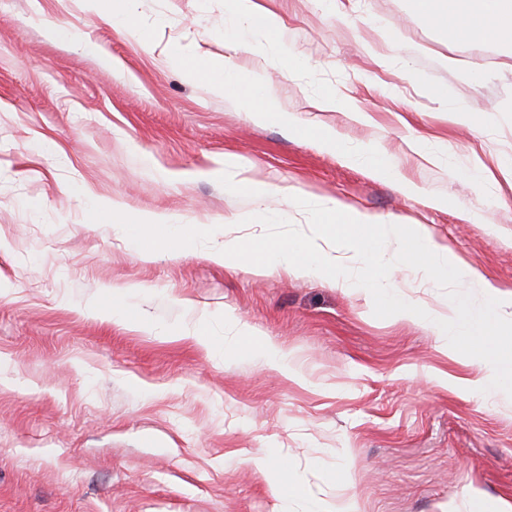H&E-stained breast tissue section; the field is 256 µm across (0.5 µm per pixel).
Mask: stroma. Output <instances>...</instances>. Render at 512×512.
Listing matches in <instances>:
<instances>
[{
    "label": "stroma",
    "instance_id": "35a3bbf8",
    "mask_svg": "<svg viewBox=\"0 0 512 512\" xmlns=\"http://www.w3.org/2000/svg\"><path fill=\"white\" fill-rule=\"evenodd\" d=\"M287 37L255 27L233 56V105L187 82L177 47L225 55L224 0H137L118 23L82 0H0V512H495L512 502V410L482 398V372L436 348L428 326L378 318L359 290L208 255L265 228L250 180L293 186L386 221L421 225L512 291V71L497 46L460 47L409 0H261ZM72 41L50 40L48 25ZM393 44H385V34ZM92 42L111 67L82 50ZM460 65H445V57ZM352 111H322V96ZM299 134L255 126L266 101ZM472 107L462 127L450 109ZM379 147L425 202L320 150V131ZM433 153L417 151V143ZM248 180L224 184L225 161ZM443 198L446 209L434 208ZM114 200L124 223L93 205ZM143 213L204 224L181 254L144 261ZM130 324L85 305L121 289ZM203 311L206 353L179 331ZM150 320L155 330L133 329ZM251 323L301 369L226 343ZM280 465L288 496L264 469Z\"/></svg>",
    "mask_w": 512,
    "mask_h": 512
}]
</instances>
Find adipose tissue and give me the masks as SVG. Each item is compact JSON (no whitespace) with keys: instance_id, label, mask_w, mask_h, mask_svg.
<instances>
[{"instance_id":"ef3b65f1","label":"adipose tissue","mask_w":512,"mask_h":512,"mask_svg":"<svg viewBox=\"0 0 512 512\" xmlns=\"http://www.w3.org/2000/svg\"><path fill=\"white\" fill-rule=\"evenodd\" d=\"M411 6L435 27L448 31L457 43L492 44L506 48L512 55V0H411ZM224 12L233 23L235 40L230 49L234 52L250 49L254 22H261L270 31L281 34L287 31L284 19L262 8L258 0H225ZM171 59L181 66L188 81L205 84L210 93L226 96L230 64L194 61L179 49L173 51ZM316 143L323 151L340 155L349 164L363 168L373 176L399 182L408 199L421 198V189L401 180L395 167H383L384 157L376 147H350L330 130L321 132Z\"/></svg>"}]
</instances>
